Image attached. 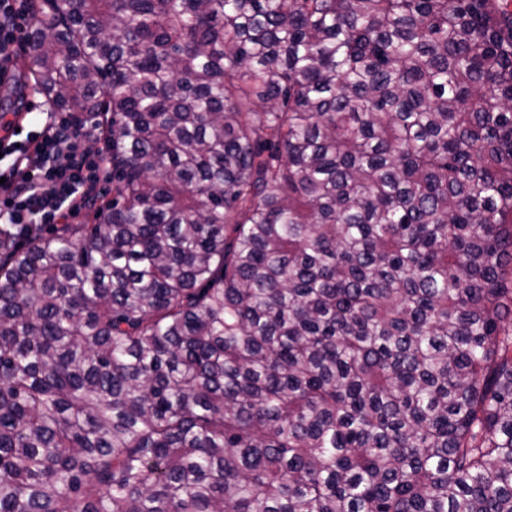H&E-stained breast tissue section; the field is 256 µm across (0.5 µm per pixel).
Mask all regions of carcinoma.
<instances>
[{"mask_svg": "<svg viewBox=\"0 0 512 512\" xmlns=\"http://www.w3.org/2000/svg\"><path fill=\"white\" fill-rule=\"evenodd\" d=\"M94 224L0 227V512H512V0H35Z\"/></svg>", "mask_w": 512, "mask_h": 512, "instance_id": "1", "label": "carcinoma"}]
</instances>
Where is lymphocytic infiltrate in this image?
Returning a JSON list of instances; mask_svg holds the SVG:
<instances>
[{
  "mask_svg": "<svg viewBox=\"0 0 512 512\" xmlns=\"http://www.w3.org/2000/svg\"><path fill=\"white\" fill-rule=\"evenodd\" d=\"M38 18L30 0H0V85L12 80ZM74 114L47 113L37 128L0 136V225L64 224L97 194L105 154L83 149L94 137Z\"/></svg>",
  "mask_w": 512,
  "mask_h": 512,
  "instance_id": "obj_1",
  "label": "lymphocytic infiltrate"
}]
</instances>
